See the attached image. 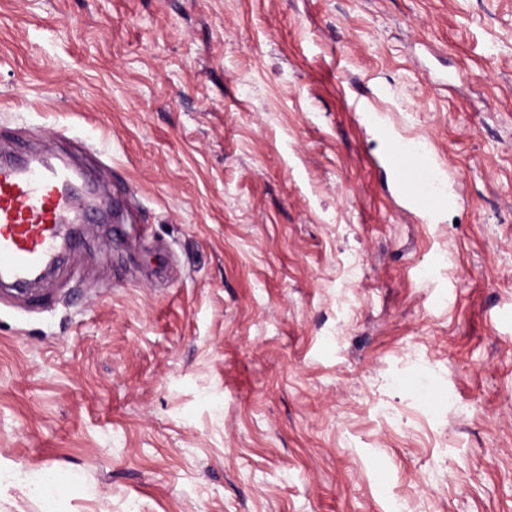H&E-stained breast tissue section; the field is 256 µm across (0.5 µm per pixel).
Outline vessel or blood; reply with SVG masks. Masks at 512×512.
Returning <instances> with one entry per match:
<instances>
[{
  "instance_id": "1",
  "label": "vessel or blood",
  "mask_w": 512,
  "mask_h": 512,
  "mask_svg": "<svg viewBox=\"0 0 512 512\" xmlns=\"http://www.w3.org/2000/svg\"><path fill=\"white\" fill-rule=\"evenodd\" d=\"M387 142V163L414 214L429 221L456 200L440 174L436 156L378 124ZM81 173L70 166L31 161L19 165L0 158V282L22 289L50 269L62 245L72 244L78 216L74 189Z\"/></svg>"
}]
</instances>
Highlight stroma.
<instances>
[{
  "label": "stroma",
  "instance_id": "1",
  "mask_svg": "<svg viewBox=\"0 0 512 512\" xmlns=\"http://www.w3.org/2000/svg\"><path fill=\"white\" fill-rule=\"evenodd\" d=\"M371 112L460 205L404 210ZM117 227L0 295V471L67 512H512V0H0V147ZM14 480L11 486L24 494L33 493L36 497L41 512H62L61 504L67 498L79 481L74 479L64 483L53 472H42L38 477L22 476L20 470H15L9 476Z\"/></svg>",
  "mask_w": 512,
  "mask_h": 512
}]
</instances>
